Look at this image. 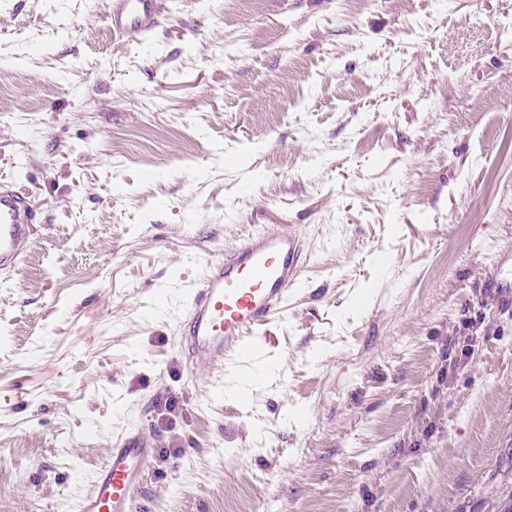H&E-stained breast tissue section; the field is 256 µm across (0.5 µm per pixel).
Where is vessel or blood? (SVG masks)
<instances>
[{
  "instance_id": "vessel-or-blood-1",
  "label": "vessel or blood",
  "mask_w": 512,
  "mask_h": 512,
  "mask_svg": "<svg viewBox=\"0 0 512 512\" xmlns=\"http://www.w3.org/2000/svg\"><path fill=\"white\" fill-rule=\"evenodd\" d=\"M114 32L149 34L159 25L161 0H109ZM36 214L22 192L0 187V271L16 269ZM307 256L300 235L278 225L248 234L209 262L186 304L179 346L189 366L220 368L280 313ZM154 451L133 433L113 442L105 464L79 497L76 512H132L133 495Z\"/></svg>"
}]
</instances>
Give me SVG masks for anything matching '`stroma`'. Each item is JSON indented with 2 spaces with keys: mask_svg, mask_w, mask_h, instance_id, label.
<instances>
[{
  "mask_svg": "<svg viewBox=\"0 0 512 512\" xmlns=\"http://www.w3.org/2000/svg\"><path fill=\"white\" fill-rule=\"evenodd\" d=\"M0 0V512H73L113 441L134 512H512V0ZM309 263L224 370L178 338L206 264ZM175 400L170 421L158 413ZM107 19L114 32L149 34L159 25L162 15L160 0H109ZM36 213L23 193L0 187V271L16 269L24 248L30 242Z\"/></svg>",
  "mask_w": 512,
  "mask_h": 512,
  "instance_id": "obj_1",
  "label": "stroma"
}]
</instances>
